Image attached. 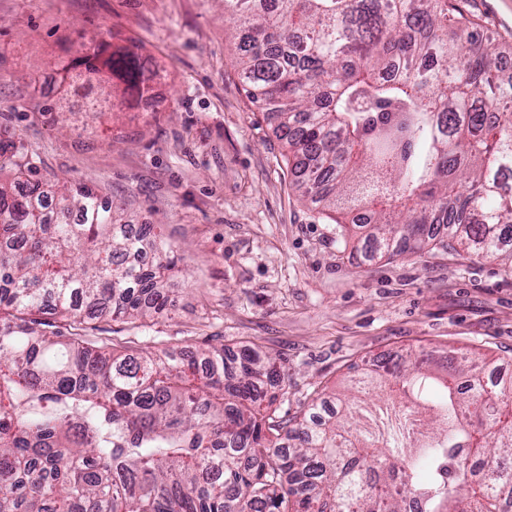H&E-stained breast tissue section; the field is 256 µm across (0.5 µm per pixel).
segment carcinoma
<instances>
[{
  "instance_id": "1",
  "label": "carcinoma",
  "mask_w": 512,
  "mask_h": 512,
  "mask_svg": "<svg viewBox=\"0 0 512 512\" xmlns=\"http://www.w3.org/2000/svg\"><path fill=\"white\" fill-rule=\"evenodd\" d=\"M252 102L294 184L357 229L365 257L434 243L512 261V43L449 0H224ZM132 47L66 66L130 102L154 79ZM0 145V512H512V380L410 351L342 383L341 410L262 413L288 374L228 357L118 353L22 314L145 318L170 303L175 247L91 188L45 190ZM94 310L82 315L79 303Z\"/></svg>"
}]
</instances>
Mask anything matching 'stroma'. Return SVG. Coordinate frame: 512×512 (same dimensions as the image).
I'll return each instance as SVG.
<instances>
[{"mask_svg":"<svg viewBox=\"0 0 512 512\" xmlns=\"http://www.w3.org/2000/svg\"><path fill=\"white\" fill-rule=\"evenodd\" d=\"M456 2L512 42V0ZM107 30L150 58L156 111L64 72L71 46ZM234 53L224 0H0V143L22 145L43 184L98 189L180 255L172 306L89 320L88 336L127 353L252 346L288 374L273 405L284 418L401 349L481 354L512 373V262L430 246L363 261L293 186ZM89 96L115 107L91 110Z\"/></svg>","mask_w":512,"mask_h":512,"instance_id":"1","label":"stroma"}]
</instances>
